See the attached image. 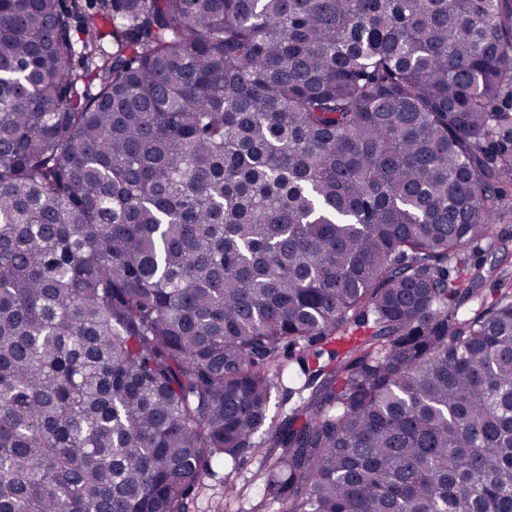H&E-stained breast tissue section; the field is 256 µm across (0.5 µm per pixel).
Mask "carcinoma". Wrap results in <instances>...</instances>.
Segmentation results:
<instances>
[{"mask_svg":"<svg viewBox=\"0 0 512 512\" xmlns=\"http://www.w3.org/2000/svg\"><path fill=\"white\" fill-rule=\"evenodd\" d=\"M81 9L0 0V512H184L258 437L279 512H512V0ZM504 194L501 199L500 216L496 224H493V251L502 240L512 241V180H504L500 184ZM281 361L284 366L282 377L277 381L279 392L277 393V399L274 401V403H279V405H277V408L272 406L270 414V416H277L275 418L276 422H279L282 418L288 415L289 409L299 402V396L295 394L292 399L287 400L286 403L280 405L283 390L288 389V387H299L297 374L300 373L296 360H288V354H286L285 357H282Z\"/></svg>","mask_w":512,"mask_h":512,"instance_id":"1","label":"carcinoma"}]
</instances>
